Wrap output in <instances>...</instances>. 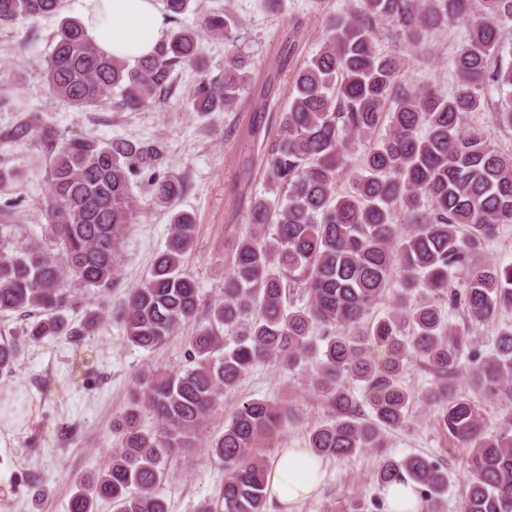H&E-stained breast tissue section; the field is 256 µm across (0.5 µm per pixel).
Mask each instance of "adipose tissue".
Listing matches in <instances>:
<instances>
[{"instance_id": "adipose-tissue-1", "label": "adipose tissue", "mask_w": 512, "mask_h": 512, "mask_svg": "<svg viewBox=\"0 0 512 512\" xmlns=\"http://www.w3.org/2000/svg\"><path fill=\"white\" fill-rule=\"evenodd\" d=\"M82 21L100 49L134 62L150 55L166 30L156 0H83ZM324 477L320 459L306 448H283L268 474V500L287 507L313 499Z\"/></svg>"}]
</instances>
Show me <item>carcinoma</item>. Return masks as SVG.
<instances>
[{
  "label": "carcinoma",
  "mask_w": 512,
  "mask_h": 512,
  "mask_svg": "<svg viewBox=\"0 0 512 512\" xmlns=\"http://www.w3.org/2000/svg\"><path fill=\"white\" fill-rule=\"evenodd\" d=\"M191 0H164L172 27L153 54L135 63L91 42L82 22L62 19L43 74L51 95L81 110L138 112L166 99L178 67L198 77L186 92L202 114L235 110L249 85L250 62L227 51L224 72L210 76L202 34L234 42L241 22L212 12L197 25L182 16ZM61 0H0V25L60 13ZM469 0H358L353 13L325 20L322 48L297 70L278 133L265 147V195L251 198L245 221L256 232L224 257L222 297L191 338L187 364L148 372L130 389L126 410L113 422L120 445L105 468L76 482L66 512H169L163 493L168 462L192 459L199 432L224 393L271 360L308 382L329 412L307 447L320 458L385 448L389 433L409 421L413 392L402 384L407 365L420 362L433 376L427 400L437 424L470 449L460 512H512V409L496 430L485 428L474 399L458 391L512 399V328L497 333L488 354L475 350L470 324L512 308V262L482 263L477 254L512 224V153L493 148L486 132L465 126L472 112L491 114L512 129V0H482V14L466 29L451 60L455 88L414 90L402 80L403 54L375 48L377 21L387 19L407 39L467 15ZM507 98L491 106L493 93ZM384 134H379L380 130ZM52 128L21 119L7 138L18 142ZM368 147L337 190L354 141ZM165 149L156 140L81 137L57 144L46 167L47 224L40 238L20 244L14 225L0 224V318L24 321L29 344L95 332L100 310L74 325L72 290L112 286L119 245L139 208L132 185L147 179L152 204L169 208L182 180L160 173ZM193 217L172 214L169 237L140 286L125 300L127 341L150 351L196 320L198 283L183 269L194 240ZM393 292L394 306L365 322L366 312ZM462 311L455 328L444 309ZM19 357L13 340H0V378L12 377ZM363 390V400L351 393ZM297 408L263 399L242 402L205 448L224 482L201 512H267L268 466L260 442L283 431ZM408 476L430 512L448 489L445 463L421 455L384 456L378 490ZM343 512H385L384 498L349 499Z\"/></svg>",
  "instance_id": "1"
}]
</instances>
